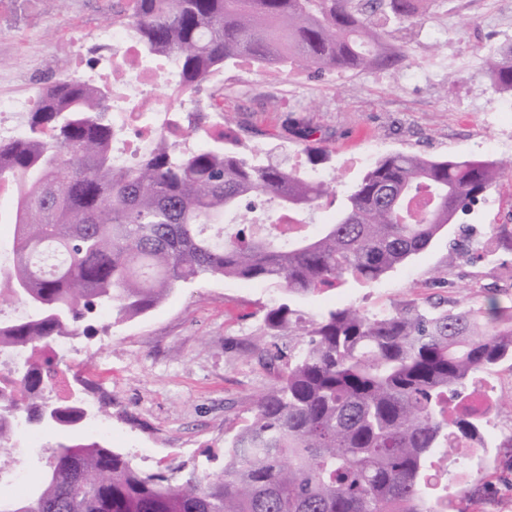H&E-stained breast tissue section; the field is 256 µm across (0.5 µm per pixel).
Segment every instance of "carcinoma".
<instances>
[{"mask_svg": "<svg viewBox=\"0 0 512 512\" xmlns=\"http://www.w3.org/2000/svg\"><path fill=\"white\" fill-rule=\"evenodd\" d=\"M438 0H132L112 23L132 29L145 56H172L183 90L243 61L322 76L395 73L408 41L388 27L428 31ZM491 85L512 93V43L484 58ZM177 112L180 137H163L133 164L112 159L119 131L111 93L61 73L29 113L26 136L0 139V187L13 192L14 236L0 262V293L22 305L0 319V351L23 353L17 389L0 390V446L41 424L73 439L57 446L40 486L0 498V512H416L448 497L430 481L434 459L480 438L481 420L448 417V395L475 373L512 358V304L441 309L414 302L381 313L355 306L317 318L289 298L349 280L373 284L421 252L507 173V160L379 157L343 191L339 217L316 235L305 226L327 184L227 136L186 146L218 98ZM272 210L253 223L245 202ZM51 252L59 261L41 266ZM223 277L279 285L288 298L266 309L276 339L257 352L275 382L251 419L224 439V467L173 480L80 438L84 396L52 402L58 340L110 310L145 313L175 287Z\"/></svg>", "mask_w": 512, "mask_h": 512, "instance_id": "1", "label": "carcinoma"}]
</instances>
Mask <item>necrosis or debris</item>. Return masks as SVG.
I'll return each instance as SVG.
<instances>
[{
    "mask_svg": "<svg viewBox=\"0 0 512 512\" xmlns=\"http://www.w3.org/2000/svg\"><path fill=\"white\" fill-rule=\"evenodd\" d=\"M71 51V68L84 82L111 84V110L123 134L114 154L125 163L143 154L150 139L168 133L182 97L172 59L158 66H139L141 46L131 29L112 23L97 26L93 45H86L78 30L64 36ZM31 68L0 70V138L21 136L25 118L36 104Z\"/></svg>",
    "mask_w": 512,
    "mask_h": 512,
    "instance_id": "necrosis-or-debris-1",
    "label": "necrosis or debris"
}]
</instances>
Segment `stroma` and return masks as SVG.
Returning <instances> with one entry per match:
<instances>
[{
	"label": "stroma",
	"instance_id": "stroma-1",
	"mask_svg": "<svg viewBox=\"0 0 512 512\" xmlns=\"http://www.w3.org/2000/svg\"><path fill=\"white\" fill-rule=\"evenodd\" d=\"M501 0H445L433 27L438 39H411L412 60L396 74L383 71L313 78L300 67L258 75L243 67L224 71L226 129L244 142L299 158L305 145L292 126L320 129L328 158L318 169L350 185L377 158L416 153L434 158L512 157V96L495 91L483 59L508 38L498 24ZM110 0H0V67L58 58L60 31L88 29L111 19ZM512 177L504 178L466 215L380 281H354L296 297L293 308L316 315L356 305L371 312L428 297L459 308L479 305L488 288L510 289L502 268L512 267ZM282 288L259 281L211 278L175 288L147 313L118 320L107 315L93 337L77 335L64 352L52 400L66 397L76 380L101 409L111 436L82 432L130 456L142 471L158 465L224 464V439L250 417L254 397L270 387L272 371L240 346L267 343L262 315L279 303ZM485 383L496 403L482 421L488 446L465 484H451L445 512H507L512 506V359L470 377L466 390ZM39 440L0 449L13 462L15 482L36 488L45 461L66 434L50 424Z\"/></svg>",
	"mask_w": 512,
	"mask_h": 512
}]
</instances>
